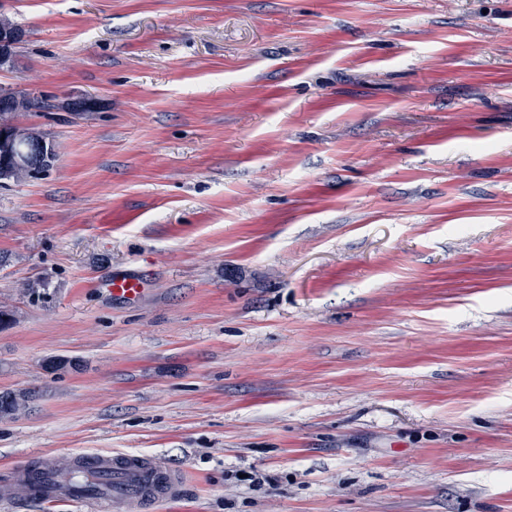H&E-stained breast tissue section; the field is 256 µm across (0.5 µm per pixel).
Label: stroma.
Wrapping results in <instances>:
<instances>
[{"label": "stroma", "mask_w": 512, "mask_h": 512, "mask_svg": "<svg viewBox=\"0 0 512 512\" xmlns=\"http://www.w3.org/2000/svg\"><path fill=\"white\" fill-rule=\"evenodd\" d=\"M0 14L57 151L0 186V391L34 395L0 470L145 454L184 475L160 512H512V0ZM124 269L134 305L96 286Z\"/></svg>", "instance_id": "stroma-1"}]
</instances>
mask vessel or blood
Listing matches in <instances>:
<instances>
[{
  "mask_svg": "<svg viewBox=\"0 0 512 512\" xmlns=\"http://www.w3.org/2000/svg\"><path fill=\"white\" fill-rule=\"evenodd\" d=\"M99 287L109 297L134 304L146 295L148 280L136 271L116 270ZM73 463L79 470L107 477L110 487L95 494L79 493L43 458L13 466L0 481V499L10 500L14 487L23 486L32 500L48 507L69 501L77 503L81 512H151L177 498L182 489L180 472L160 469L145 455L79 453Z\"/></svg>",
  "mask_w": 512,
  "mask_h": 512,
  "instance_id": "b4317fda",
  "label": "vessel or blood"
}]
</instances>
